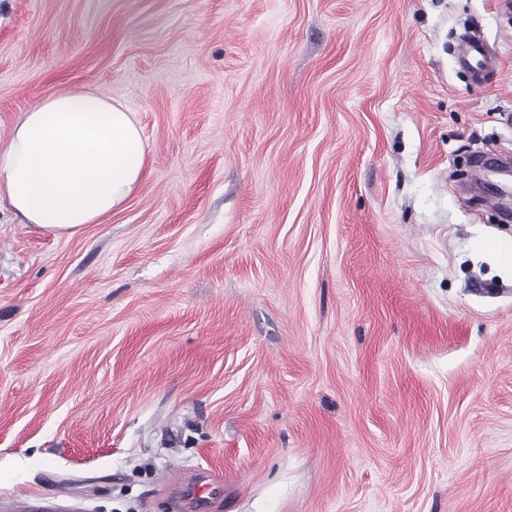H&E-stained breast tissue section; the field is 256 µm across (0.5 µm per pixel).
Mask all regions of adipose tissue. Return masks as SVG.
<instances>
[{
	"mask_svg": "<svg viewBox=\"0 0 512 512\" xmlns=\"http://www.w3.org/2000/svg\"><path fill=\"white\" fill-rule=\"evenodd\" d=\"M147 153L122 104L91 89L51 92L20 115L0 151V203L23 223L77 234L125 204Z\"/></svg>",
	"mask_w": 512,
	"mask_h": 512,
	"instance_id": "1",
	"label": "adipose tissue"
}]
</instances>
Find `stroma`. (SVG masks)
<instances>
[{"instance_id": "35a3bbf8", "label": "stroma", "mask_w": 512, "mask_h": 512, "mask_svg": "<svg viewBox=\"0 0 512 512\" xmlns=\"http://www.w3.org/2000/svg\"><path fill=\"white\" fill-rule=\"evenodd\" d=\"M62 88L147 171L0 208V512H512V223L453 178L512 159V0H0V149ZM458 58L461 68L470 74L474 85L482 86L491 62L483 42L475 39L467 40Z\"/></svg>"}]
</instances>
